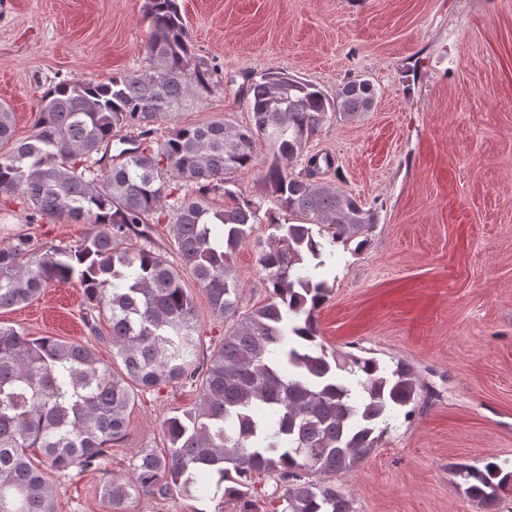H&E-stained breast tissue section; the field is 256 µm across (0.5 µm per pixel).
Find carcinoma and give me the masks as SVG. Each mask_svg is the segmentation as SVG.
Returning <instances> with one entry per match:
<instances>
[{"instance_id":"cac0c4a2","label":"carcinoma","mask_w":512,"mask_h":512,"mask_svg":"<svg viewBox=\"0 0 512 512\" xmlns=\"http://www.w3.org/2000/svg\"><path fill=\"white\" fill-rule=\"evenodd\" d=\"M147 65L105 82L61 81L36 101L34 133L0 151V194L31 216L91 226L76 245L20 238L0 249V310L27 304L52 283L83 291L90 331L107 319L112 363L89 346L31 338L0 324V512H56L51 475L105 476L108 512H129L141 497L173 494L262 512L261 476L284 484L271 512H353L322 476L344 474L372 454L390 420L416 409L418 382L405 361L342 354L325 345L318 313L333 287L323 277L336 248L356 255L376 212L318 175L334 161L306 154L328 115L346 120L372 110L377 91L357 76L328 94L280 71L240 89L251 123L177 125L164 139L154 123L174 119L210 94L214 72L195 60L178 0H145ZM14 116L0 104V146ZM126 145L104 163L113 140ZM267 153L258 192L229 188L228 174ZM302 162L305 170L293 172ZM224 197L217 207L212 197ZM174 200L170 211L164 204ZM273 201L275 210L262 211ZM172 224L180 267L205 290L216 316L232 326L200 362L203 340L193 297L165 253L146 245L153 226ZM253 242L269 290L242 316L235 258ZM139 238L142 246L130 241ZM182 384L195 404L163 424L167 446L142 448L131 475L112 472L139 394ZM465 494L484 512L512 494L508 461L457 466Z\"/></svg>"}]
</instances>
